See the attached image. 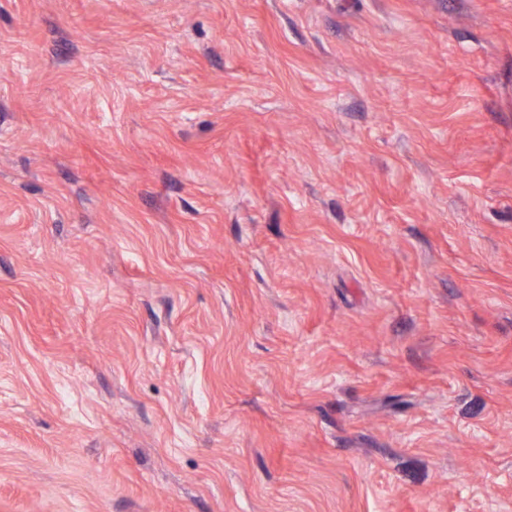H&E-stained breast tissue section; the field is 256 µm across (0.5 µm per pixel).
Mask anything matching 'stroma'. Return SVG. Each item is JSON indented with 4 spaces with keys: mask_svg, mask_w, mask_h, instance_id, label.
<instances>
[{
    "mask_svg": "<svg viewBox=\"0 0 512 512\" xmlns=\"http://www.w3.org/2000/svg\"><path fill=\"white\" fill-rule=\"evenodd\" d=\"M0 512H512V0H0Z\"/></svg>",
    "mask_w": 512,
    "mask_h": 512,
    "instance_id": "obj_1",
    "label": "stroma"
}]
</instances>
